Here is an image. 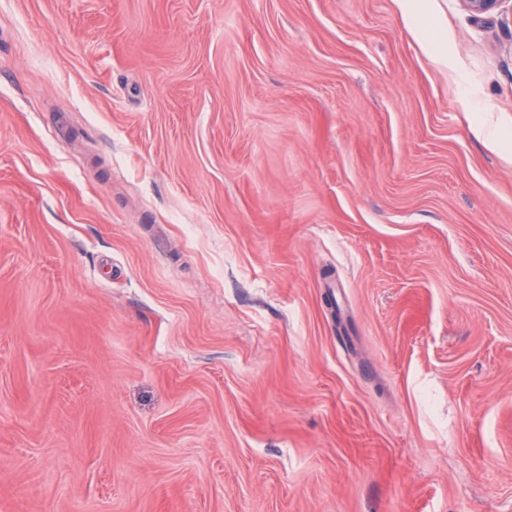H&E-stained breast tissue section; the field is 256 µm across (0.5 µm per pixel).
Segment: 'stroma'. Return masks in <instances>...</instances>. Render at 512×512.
Returning a JSON list of instances; mask_svg holds the SVG:
<instances>
[{"instance_id": "35a3bbf8", "label": "stroma", "mask_w": 512, "mask_h": 512, "mask_svg": "<svg viewBox=\"0 0 512 512\" xmlns=\"http://www.w3.org/2000/svg\"><path fill=\"white\" fill-rule=\"evenodd\" d=\"M0 0V512H512V0ZM407 28L417 37L422 49L448 68V48L438 36L437 23L427 10L430 0H396Z\"/></svg>"}]
</instances>
